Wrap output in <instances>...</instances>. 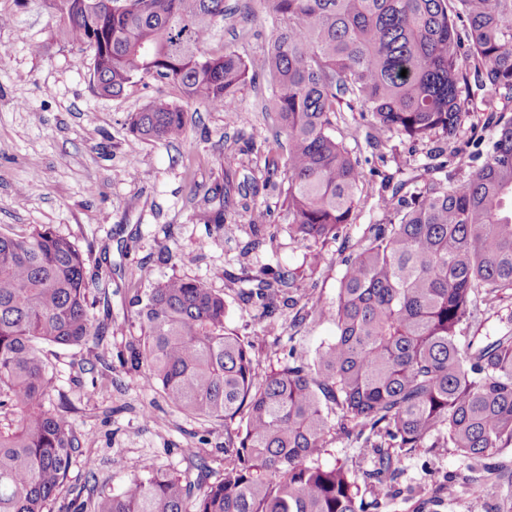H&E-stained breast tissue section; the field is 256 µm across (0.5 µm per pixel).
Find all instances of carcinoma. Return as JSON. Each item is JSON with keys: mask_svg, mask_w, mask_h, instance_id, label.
<instances>
[{"mask_svg": "<svg viewBox=\"0 0 512 512\" xmlns=\"http://www.w3.org/2000/svg\"><path fill=\"white\" fill-rule=\"evenodd\" d=\"M53 2L57 38L95 45L89 83L99 95L154 78L188 104L227 110L265 78L288 143L285 161L265 166L280 178L288 233L309 248L358 217L365 174L336 138L345 98L381 130L433 144L434 157L469 113L462 93L473 81L490 92L492 144L452 150L471 168L465 179L425 167L382 198L383 219L344 260L336 305L319 310L336 336L313 355L292 345L280 368L259 370L262 337L229 328L224 296L196 279L132 296L143 336L129 345L131 364L182 414L224 422L232 464L213 482L201 463L182 475L147 467L117 494L97 489L85 439L52 405L58 386L42 354L44 344L86 345L102 332L82 253L47 227L0 231V512H51L64 491L72 512H361L355 472L316 461L333 407L340 430L367 429L393 448L448 446L480 462L512 446V336L458 340L462 325L477 324L473 296L487 307L512 290V111L494 104L512 100V0H272L270 48L249 62L205 50L224 0H125L111 14L97 0ZM129 128L143 141H178L185 110L157 96ZM410 182L414 191L399 194ZM228 193L214 194L219 208L198 221L222 230ZM295 283L296 273L270 268L240 296L268 317ZM375 447L376 475L397 468L399 454ZM80 456L88 481L68 487Z\"/></svg>", "mask_w": 512, "mask_h": 512, "instance_id": "1", "label": "carcinoma"}]
</instances>
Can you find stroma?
Instances as JSON below:
<instances>
[{
    "label": "stroma",
    "mask_w": 512,
    "mask_h": 512,
    "mask_svg": "<svg viewBox=\"0 0 512 512\" xmlns=\"http://www.w3.org/2000/svg\"><path fill=\"white\" fill-rule=\"evenodd\" d=\"M0 15L7 18L0 24V231L24 235L46 225L74 242L85 259L99 340L48 345L44 353L86 438L98 486L118 492L148 465L182 474L202 462L221 477L223 423L185 417L126 360L129 344L141 336L133 290L149 293L172 276L202 281L223 295L228 326L256 336L266 322L257 307L240 300L244 278L269 266L297 269L304 276L293 292L296 304L278 306V326L259 348V366L279 367L294 343L316 351L336 335L317 310L335 305L344 259L358 249L365 226L381 219L380 198L392 190L388 176L426 164L427 147H409L383 131L368 139L369 117L339 112L336 136L367 172L362 204L355 224L323 246L322 261L310 271L306 248L284 223L279 181L266 172L277 131L266 80L246 84L230 111L187 105L183 140L142 142L128 129L131 113L159 95L179 100L177 88L149 78L121 96L98 95L89 84L92 52L56 37L48 0H0ZM271 33L270 0H224L208 50L257 59ZM228 177L232 222L213 233L195 213ZM260 212L272 235L251 250L248 226ZM508 331L512 291L484 312L479 329L462 331L459 342ZM490 459L500 491L488 499L479 493L481 468L448 447L404 451L381 484L371 477L376 454L364 437L331 432L319 457L322 465L344 463L356 471L358 498L368 512H512V449Z\"/></svg>",
    "instance_id": "stroma-1"
}]
</instances>
